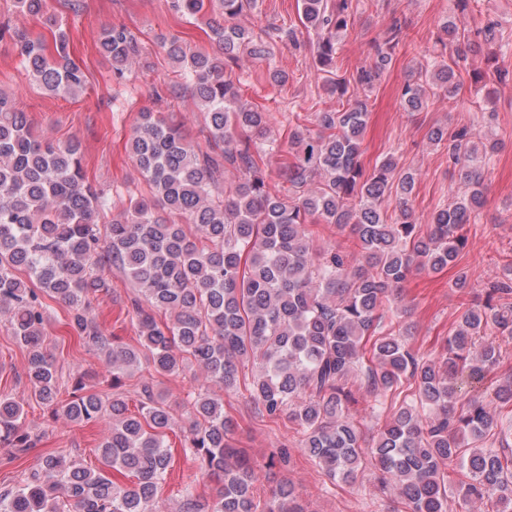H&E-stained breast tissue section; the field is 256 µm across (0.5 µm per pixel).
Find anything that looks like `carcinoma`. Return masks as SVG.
I'll list each match as a JSON object with an SVG mask.
<instances>
[{
    "label": "carcinoma",
    "mask_w": 512,
    "mask_h": 512,
    "mask_svg": "<svg viewBox=\"0 0 512 512\" xmlns=\"http://www.w3.org/2000/svg\"><path fill=\"white\" fill-rule=\"evenodd\" d=\"M215 1L226 20L208 22L218 54H189L174 36L157 40L188 79L204 112L207 141L224 163L187 142L160 113H140L129 145L150 194L102 228L96 217L110 207V198L85 181L78 142L39 140L27 113L0 94V313L28 351L32 399L54 419L109 424L97 447L101 468L47 451L0 491V512H171L159 491L173 467V407L150 381L142 382L134 412L121 392L129 370L143 363L163 377L195 366L207 383L180 403L189 420L181 448L200 474L216 482L217 494L203 507L189 482L176 512H304L286 481L269 500L255 497L254 486L267 478L275 457L261 471L231 446L235 422L224 414V400L209 390L237 389L250 366L257 372L246 386L249 398L271 418L288 415L304 453L330 480L353 481L369 461L379 481L398 490L406 512H450L453 465L469 475L459 485L463 501L493 499L496 512H512V429L503 428L502 414L505 409L512 415V379L498 387L495 404L461 402L458 394V381L480 384L499 365L501 347L491 336L512 341V303L505 301L512 295V263L483 304L460 313L441 359L419 358L401 336L381 332L384 306L401 301L402 284L414 270L436 272L457 263L467 244L464 225L486 204L482 186L497 143L479 147L465 127L430 131L432 143L447 147L461 187L422 231L411 207L416 174L399 171L392 156L370 173L359 161L368 106L357 92L371 88L390 67L391 53L377 46L352 78L334 76L353 0H299L303 26L318 35L317 65L327 75V90L346 105L316 113V133L294 128L288 139L293 161L280 171L288 194L271 193L248 136L266 130L268 115L241 104L232 76L242 56L269 54L267 43L249 29L228 23L252 0H172V6L203 17ZM453 2V15L440 25L448 61L434 60L404 83L400 103L406 112L422 111L439 91L458 98L459 63L503 48L495 22L476 31L466 27L477 0ZM17 4L44 18L53 29L52 44L2 24L0 42L12 41L33 82L48 94L81 92L85 72L69 58V35L48 13L47 0ZM100 52L123 80L143 46L125 26L113 25L103 33ZM226 163L244 178L216 195ZM393 196L397 206L391 210ZM310 221L349 232L356 256L350 259L335 246L313 253ZM112 267L137 291L127 311L140 338L137 347L106 335L90 318L93 300L109 290L105 271ZM47 296L70 308L71 336L104 355L111 392L87 385L96 372L86 370L75 379L69 401L58 400V370L45 347ZM160 312L169 319L157 321ZM361 375L377 394L406 381L415 386L411 400L394 408L366 448L347 390L349 380ZM44 437L25 425L19 403L0 395L1 448L18 458Z\"/></svg>",
    "instance_id": "1"
}]
</instances>
